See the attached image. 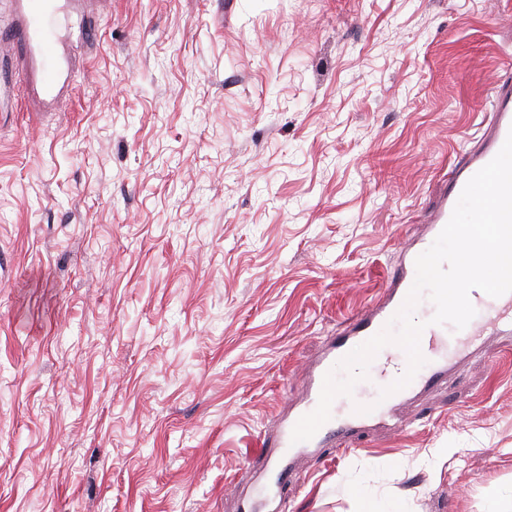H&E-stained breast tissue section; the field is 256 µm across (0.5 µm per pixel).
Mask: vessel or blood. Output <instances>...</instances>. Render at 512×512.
<instances>
[{
    "instance_id": "1",
    "label": "vessel or blood",
    "mask_w": 512,
    "mask_h": 512,
    "mask_svg": "<svg viewBox=\"0 0 512 512\" xmlns=\"http://www.w3.org/2000/svg\"><path fill=\"white\" fill-rule=\"evenodd\" d=\"M15 10L16 22L6 28L0 26V45L19 49L25 59L20 78L32 80L40 96L56 99L71 77L69 62L60 51L53 27L57 2L15 0ZM490 106L481 136L443 179L433 205L426 212L423 233L399 251L383 294L346 324L339 336L327 340L307 369L294 404L274 438L278 453L266 461L264 478L256 482L247 512H275L279 491L292 477L291 464L296 455L319 450L369 424L389 422L397 405L434 386L454 360L471 349L483 347L486 337L512 341V292L493 298L482 291H472L470 300L476 314L464 329L458 331L449 324H430L424 329L420 349L426 363L406 388L386 398L380 395L382 388L402 376L407 368L405 353L397 346H386L369 364L367 379L354 386L352 396L334 401L330 420L310 440L296 444L291 441L298 420L317 406L325 374L379 332L401 307L416 277L417 257L430 247L449 221L468 180L497 155L512 132L511 74L500 77L492 86ZM359 404L369 406V413L356 412Z\"/></svg>"
}]
</instances>
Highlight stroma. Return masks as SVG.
Returning a JSON list of instances; mask_svg holds the SVG:
<instances>
[{
	"instance_id": "stroma-1",
	"label": "stroma",
	"mask_w": 512,
	"mask_h": 512,
	"mask_svg": "<svg viewBox=\"0 0 512 512\" xmlns=\"http://www.w3.org/2000/svg\"><path fill=\"white\" fill-rule=\"evenodd\" d=\"M64 106L0 91V512H239L512 63V0H81ZM281 512H483L512 352L458 360Z\"/></svg>"
}]
</instances>
